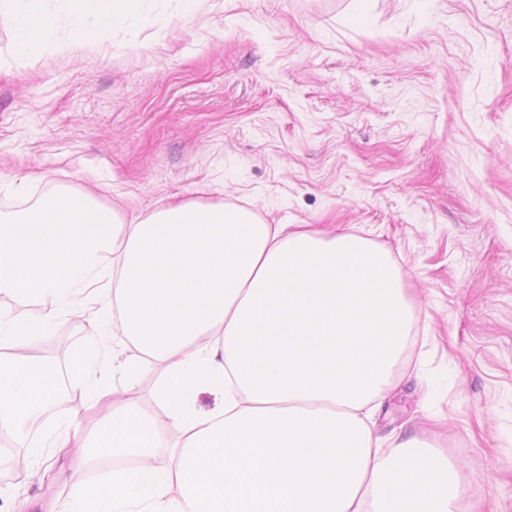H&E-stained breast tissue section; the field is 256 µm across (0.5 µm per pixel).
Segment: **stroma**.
<instances>
[{
	"label": "stroma",
	"mask_w": 512,
	"mask_h": 512,
	"mask_svg": "<svg viewBox=\"0 0 512 512\" xmlns=\"http://www.w3.org/2000/svg\"><path fill=\"white\" fill-rule=\"evenodd\" d=\"M68 189L124 221L235 205L400 267L421 321L377 415L434 436L468 504L512 512V0H138L83 46L14 54L0 11V215ZM85 331L40 345L69 363ZM162 366L114 388L166 424ZM102 413L78 392L29 427ZM74 448L0 470V512H65Z\"/></svg>",
	"instance_id": "1"
}]
</instances>
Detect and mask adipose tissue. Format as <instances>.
<instances>
[{
  "mask_svg": "<svg viewBox=\"0 0 512 512\" xmlns=\"http://www.w3.org/2000/svg\"><path fill=\"white\" fill-rule=\"evenodd\" d=\"M16 50L36 53L55 20L44 0H6ZM134 0H72L79 42ZM0 298L39 303L34 317L0 314V433L69 394L31 349L63 314L86 331L74 383L92 402L121 373L164 366L156 399L166 426L121 397L88 432L49 429L34 459L78 444L87 466L132 459L78 481L70 512H461L465 489L433 442L375 436L372 412L418 316L388 254L351 233L325 238L265 224L235 206H159L130 223L61 190L0 217ZM111 329L128 356L104 359ZM220 397L202 413L199 392ZM170 451L157 475L158 448ZM180 494H169L170 483Z\"/></svg>",
  "mask_w": 512,
  "mask_h": 512,
  "instance_id": "1",
  "label": "adipose tissue"
}]
</instances>
